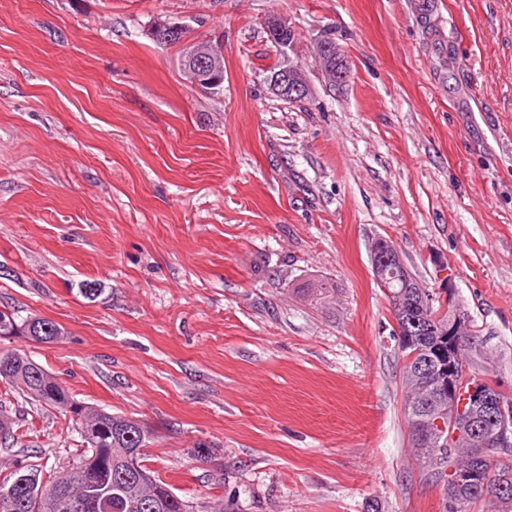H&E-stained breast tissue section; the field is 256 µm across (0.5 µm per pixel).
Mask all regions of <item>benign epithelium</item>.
I'll list each match as a JSON object with an SVG mask.
<instances>
[{
  "instance_id": "1",
  "label": "benign epithelium",
  "mask_w": 512,
  "mask_h": 512,
  "mask_svg": "<svg viewBox=\"0 0 512 512\" xmlns=\"http://www.w3.org/2000/svg\"><path fill=\"white\" fill-rule=\"evenodd\" d=\"M185 26L178 22L163 21L156 24L150 32L158 42L170 40V36L182 33ZM269 39L278 51L285 55L295 44V28L283 15L274 16L267 22ZM183 47L180 56V68L189 83L195 87L206 86L208 91L222 89L221 56L215 44L204 40H181ZM317 56L322 71L332 85H341L348 78V70H336V44L329 38L319 41ZM269 90L282 99H307L312 94V85L304 69L286 65L268 78ZM374 258L373 270L376 280H386V268L396 265L405 269L398 251L384 238L376 239L371 245ZM440 299L444 309L448 310V321L440 325V333L448 338V363L443 365L436 385L450 391L459 387L464 378V370L456 363L455 352L465 345L467 323L456 308L452 293H430L423 297V304L431 306L434 299ZM449 429L453 441L452 452L456 462L448 468V473L457 481L466 475V458L472 448H483L487 457L498 458L497 451L512 447V418L507 417L504 404L498 396L482 386L470 387L468 405H459L450 400L435 403L429 415L418 425L417 437L435 443L439 442L444 429Z\"/></svg>"
}]
</instances>
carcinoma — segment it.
Instances as JSON below:
<instances>
[{
  "label": "carcinoma",
  "mask_w": 512,
  "mask_h": 512,
  "mask_svg": "<svg viewBox=\"0 0 512 512\" xmlns=\"http://www.w3.org/2000/svg\"><path fill=\"white\" fill-rule=\"evenodd\" d=\"M391 290L402 295L405 307L397 314L400 320H410L419 314L418 285L411 273L391 282ZM49 330H43V326ZM62 335L61 328L52 321L29 317L22 319L15 310H0V336H29L41 343H52ZM443 339L430 332L415 337V341L399 346L405 358L404 371L412 373L417 365L431 359L432 365L440 367L442 358L438 354ZM10 358L12 364L0 368V380L10 385L24 382L29 394L46 406L60 411L78 425L83 448L78 460L83 462L87 482H76L71 478V469H62L41 481L38 472L24 471L14 474L13 480L25 479L41 487L42 506L40 512H63L58 506V494L65 490L75 496L92 495L98 507L90 512H188L187 504L164 482L160 476L144 464L145 453H138L137 469L130 470L126 455L136 448H144L147 431L138 421L116 413L86 406L76 401L59 382L32 359L17 353L0 354V361ZM15 421L9 412L0 409V447L12 448L17 443ZM411 447L416 455L430 463L443 459L442 464L431 467L427 479L443 486V500L458 502L457 512H470L472 505L480 500L495 499L512 503V497L502 495L501 487H512V464L501 459L491 463L486 452L478 448L472 452L468 465L476 476L469 482L452 483L448 480L445 465L450 463L451 445L440 447L411 438Z\"/></svg>",
  "instance_id": "1"
}]
</instances>
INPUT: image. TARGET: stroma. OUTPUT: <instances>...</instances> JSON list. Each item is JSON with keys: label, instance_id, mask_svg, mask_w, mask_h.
Instances as JSON below:
<instances>
[{"label": "stroma", "instance_id": "stroma-1", "mask_svg": "<svg viewBox=\"0 0 512 512\" xmlns=\"http://www.w3.org/2000/svg\"><path fill=\"white\" fill-rule=\"evenodd\" d=\"M159 20L222 40L223 92L181 78ZM286 60L308 100L269 92ZM379 237L452 288L470 364L512 395V0H0V306L65 331L0 353L139 420L190 512H441ZM0 403V483L75 462L68 417L5 383ZM266 27L271 43L281 54L285 55L288 50L293 49L295 44L293 38L295 28L288 21V18L284 15L271 17L268 20ZM317 56L320 67L325 72L331 85H341L347 80L349 74L347 69L340 72L339 67L336 70V62L339 60L336 59V44L334 41L329 38L320 40L317 46Z\"/></svg>", "mask_w": 512, "mask_h": 512}]
</instances>
